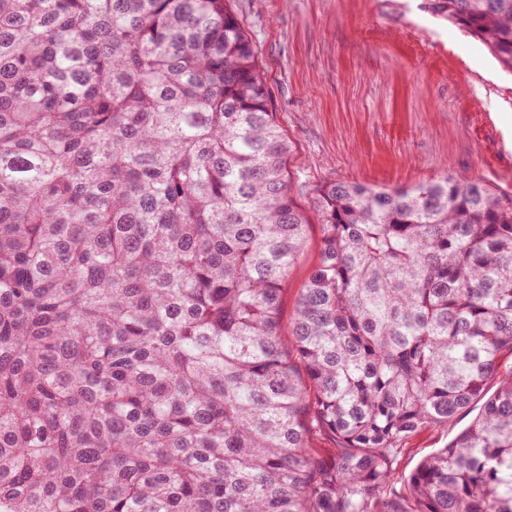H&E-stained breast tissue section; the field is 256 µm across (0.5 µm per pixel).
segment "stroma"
<instances>
[{
	"label": "stroma",
	"mask_w": 512,
	"mask_h": 512,
	"mask_svg": "<svg viewBox=\"0 0 512 512\" xmlns=\"http://www.w3.org/2000/svg\"><path fill=\"white\" fill-rule=\"evenodd\" d=\"M287 134L291 194L313 214L335 180L406 188L469 175L512 193V72L478 40L425 11L422 0H233ZM321 226L288 277L281 333L312 273ZM410 438L400 473L450 445L480 412Z\"/></svg>",
	"instance_id": "1"
}]
</instances>
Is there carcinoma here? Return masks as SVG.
I'll return each mask as SVG.
<instances>
[{"mask_svg":"<svg viewBox=\"0 0 512 512\" xmlns=\"http://www.w3.org/2000/svg\"><path fill=\"white\" fill-rule=\"evenodd\" d=\"M230 2L0 0V512H512V193L323 186L283 337L309 218ZM423 8L512 71V0ZM484 400L475 402L465 413L448 422V427L435 428L410 438L398 457L399 472L408 475L419 461L438 448L449 446L480 412Z\"/></svg>","mask_w":512,"mask_h":512,"instance_id":"1","label":"carcinoma"}]
</instances>
